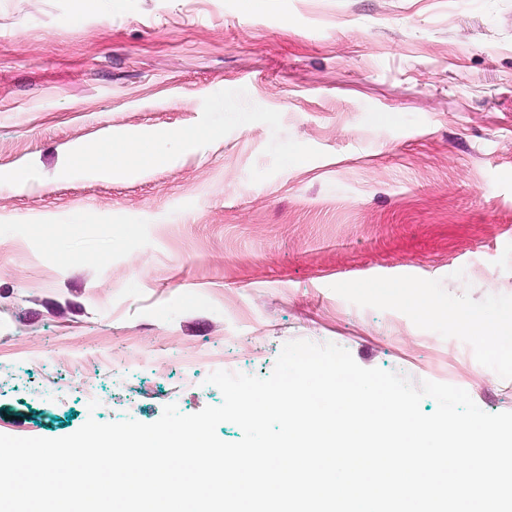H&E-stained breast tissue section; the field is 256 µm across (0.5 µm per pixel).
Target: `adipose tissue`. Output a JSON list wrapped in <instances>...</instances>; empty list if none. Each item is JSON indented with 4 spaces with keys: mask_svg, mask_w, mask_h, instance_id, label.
Masks as SVG:
<instances>
[{
    "mask_svg": "<svg viewBox=\"0 0 512 512\" xmlns=\"http://www.w3.org/2000/svg\"><path fill=\"white\" fill-rule=\"evenodd\" d=\"M81 160L102 176H123L143 166L167 164L169 155L160 147H148L145 137L131 135L112 140L109 145L81 149ZM418 311L447 323L449 328L480 336L489 347H496L501 339L512 335V317L491 318L464 311L439 312L430 303L414 301Z\"/></svg>",
    "mask_w": 512,
    "mask_h": 512,
    "instance_id": "obj_1",
    "label": "adipose tissue"
}]
</instances>
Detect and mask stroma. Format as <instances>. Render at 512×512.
Masks as SVG:
<instances>
[{
  "mask_svg": "<svg viewBox=\"0 0 512 512\" xmlns=\"http://www.w3.org/2000/svg\"><path fill=\"white\" fill-rule=\"evenodd\" d=\"M129 134L169 163L76 157ZM393 285L512 316V0H0V434L193 414L291 340L512 412V338ZM412 306L418 311L448 324V328L480 336L491 348L496 347L505 336L512 335V317L491 318L473 315L464 311L439 312L430 303L416 297Z\"/></svg>",
  "mask_w": 512,
  "mask_h": 512,
  "instance_id": "35a3bbf8",
  "label": "stroma"
}]
</instances>
